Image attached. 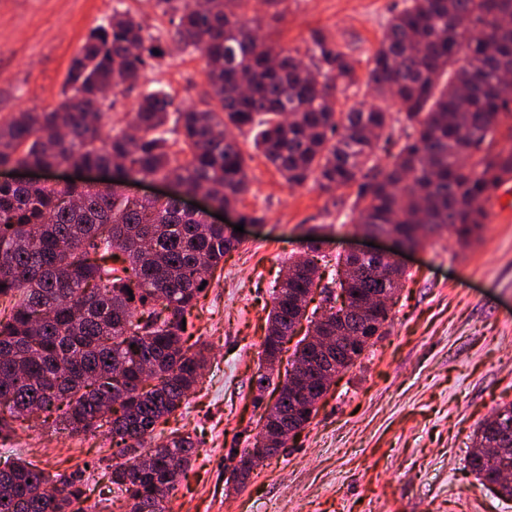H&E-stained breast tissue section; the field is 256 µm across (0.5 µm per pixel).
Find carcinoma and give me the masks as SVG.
<instances>
[{"mask_svg":"<svg viewBox=\"0 0 512 512\" xmlns=\"http://www.w3.org/2000/svg\"><path fill=\"white\" fill-rule=\"evenodd\" d=\"M174 26L181 50L206 62L203 107L184 108L165 89L140 94L127 128L108 127L107 87L132 89L163 48L127 10L112 7L69 66L62 98L40 112L0 116V167L69 165L111 175L108 190L86 184H0V447L18 428L42 419L73 434L106 428L113 455L100 500L85 509L87 484L78 472L53 478L33 462L0 464V512H97L121 497L127 512H167L169 496L198 452L189 433L157 428L187 403L207 366V347H186L189 320L209 280L238 241L224 227L182 207L180 194L207 191L213 205H236L250 190L234 131L258 129L256 147L291 186L313 182L324 192L354 190L360 232L396 233L422 246L442 231L462 244L486 224L484 204L512 181V0H403L374 51L366 84L392 98L410 130L399 151L380 163L393 117L380 105L336 107V81L359 84L346 45L320 31L296 50L258 35L248 17L253 0H154ZM159 54H154L153 50ZM182 142L171 150L170 136ZM169 181L164 199L123 196L129 181ZM407 278L374 258L340 255L331 284L347 305L325 319L331 349L350 367L380 335L392 304L371 315L364 302L388 295ZM321 280L309 256L288 259L273 291L261 344L254 400L278 396L260 419L268 453L285 447L318 411L329 386L315 379L294 408L288 392L296 361L320 341L308 334L294 362L277 375L283 345L308 319V299ZM512 406L479 427L470 467L485 485L512 500ZM253 471L244 449L235 480Z\"/></svg>","mask_w":512,"mask_h":512,"instance_id":"cac0c4a2","label":"carcinoma"}]
</instances>
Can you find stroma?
Returning a JSON list of instances; mask_svg holds the SVG:
<instances>
[{
  "label": "stroma",
  "mask_w": 512,
  "mask_h": 512,
  "mask_svg": "<svg viewBox=\"0 0 512 512\" xmlns=\"http://www.w3.org/2000/svg\"><path fill=\"white\" fill-rule=\"evenodd\" d=\"M394 2L284 0L279 13L259 10L258 26L268 42L301 51L323 31L349 47L363 78ZM122 3L165 50L143 82L200 104L204 59L172 43L170 19L152 0ZM106 17L101 0H0V115L55 105L72 58ZM238 143L250 191L237 209L264 221L245 225L192 312V333L210 358L169 425L200 446L169 512H512V500L468 466L480 425L512 404V191L499 192L470 246L444 233L401 255L409 277L385 334L339 375L284 451L245 484L230 482L240 450L259 432L252 379L270 292L288 258L312 252L331 265L366 242L347 190L288 186L251 132ZM15 451L52 475L87 466L108 472L114 463L100 431L61 437L37 426L19 431Z\"/></svg>",
  "instance_id": "obj_1"
}]
</instances>
